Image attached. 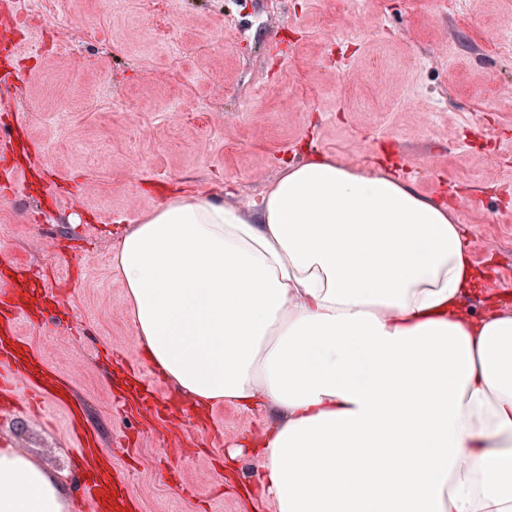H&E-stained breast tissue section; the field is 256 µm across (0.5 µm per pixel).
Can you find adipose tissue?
<instances>
[{
  "label": "adipose tissue",
  "instance_id": "1",
  "mask_svg": "<svg viewBox=\"0 0 512 512\" xmlns=\"http://www.w3.org/2000/svg\"><path fill=\"white\" fill-rule=\"evenodd\" d=\"M115 261L147 360L197 411H287L247 443L276 512H512V313L446 206L313 155L249 216L169 196ZM0 512L67 502L7 446Z\"/></svg>",
  "mask_w": 512,
  "mask_h": 512
}]
</instances>
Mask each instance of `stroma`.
I'll list each match as a JSON object with an SVG mask.
<instances>
[{
	"mask_svg": "<svg viewBox=\"0 0 512 512\" xmlns=\"http://www.w3.org/2000/svg\"><path fill=\"white\" fill-rule=\"evenodd\" d=\"M99 32L100 41L90 40ZM0 92V289L71 387L138 512H276L220 476L221 451L284 424L276 406L190 397L143 356L114 262L168 194L250 212L284 160L321 154L400 179L458 220L476 265L512 276V0H49L12 35ZM42 306L33 314L27 298ZM153 389L144 412L125 378ZM70 410L0 416V443L78 488Z\"/></svg>",
	"mask_w": 512,
	"mask_h": 512,
	"instance_id": "35a3bbf8",
	"label": "stroma"
}]
</instances>
